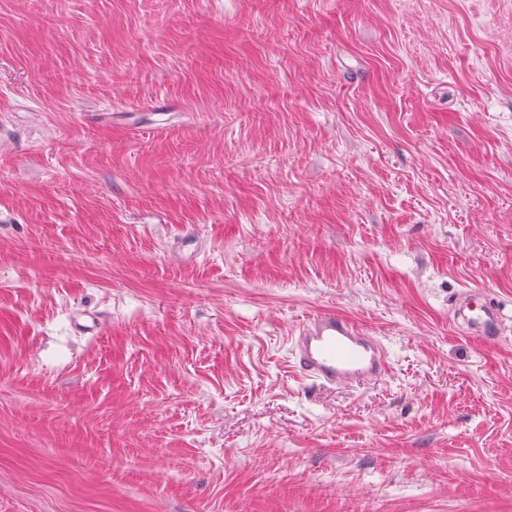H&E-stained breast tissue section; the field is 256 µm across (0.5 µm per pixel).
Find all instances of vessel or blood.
<instances>
[{
  "label": "vessel or blood",
  "mask_w": 512,
  "mask_h": 512,
  "mask_svg": "<svg viewBox=\"0 0 512 512\" xmlns=\"http://www.w3.org/2000/svg\"><path fill=\"white\" fill-rule=\"evenodd\" d=\"M456 313L469 335L491 342L503 334L500 311L490 300L475 308L470 298H463ZM289 344L294 368L321 387L374 383L390 369L382 340L333 311L312 315L290 336Z\"/></svg>",
  "instance_id": "1"
}]
</instances>
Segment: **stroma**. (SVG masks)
Masks as SVG:
<instances>
[{
  "mask_svg": "<svg viewBox=\"0 0 512 512\" xmlns=\"http://www.w3.org/2000/svg\"><path fill=\"white\" fill-rule=\"evenodd\" d=\"M0 512H512V0H0ZM479 294L472 291L466 295L457 305L455 312L467 334L483 341H495L503 334L500 311L488 299H484L478 308H473L471 301ZM289 344L293 367L321 387L374 383L390 369L382 340L336 311L312 315Z\"/></svg>",
  "mask_w": 512,
  "mask_h": 512,
  "instance_id": "stroma-1",
  "label": "stroma"
}]
</instances>
